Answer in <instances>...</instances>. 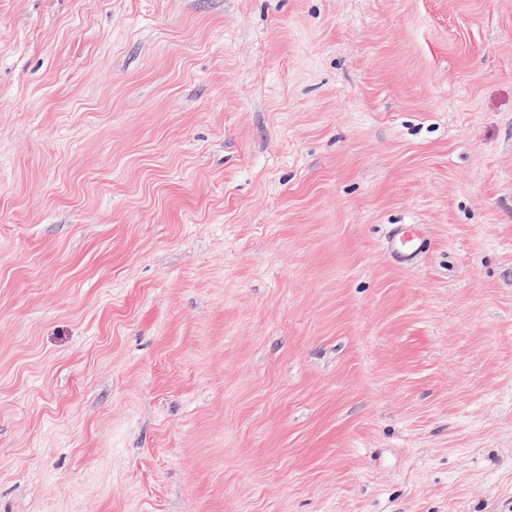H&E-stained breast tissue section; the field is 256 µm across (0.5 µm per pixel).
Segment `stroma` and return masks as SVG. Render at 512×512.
Listing matches in <instances>:
<instances>
[{"label": "stroma", "instance_id": "stroma-1", "mask_svg": "<svg viewBox=\"0 0 512 512\" xmlns=\"http://www.w3.org/2000/svg\"><path fill=\"white\" fill-rule=\"evenodd\" d=\"M0 512H512V0H0Z\"/></svg>", "mask_w": 512, "mask_h": 512}]
</instances>
